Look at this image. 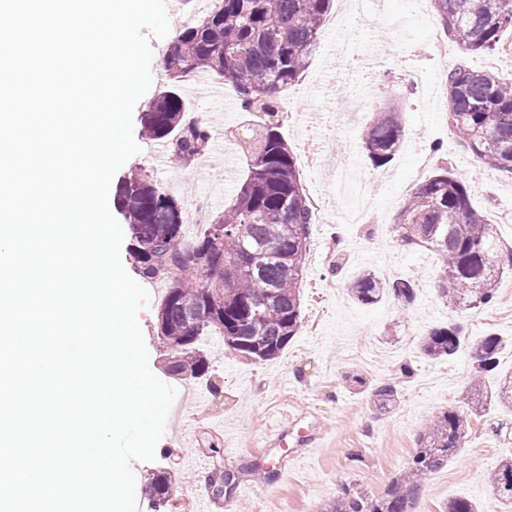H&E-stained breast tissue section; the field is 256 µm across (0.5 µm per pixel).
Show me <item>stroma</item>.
<instances>
[{"label": "stroma", "mask_w": 512, "mask_h": 512, "mask_svg": "<svg viewBox=\"0 0 512 512\" xmlns=\"http://www.w3.org/2000/svg\"><path fill=\"white\" fill-rule=\"evenodd\" d=\"M437 28L435 13H416L412 0H333L320 33V51L288 88L294 110L281 126L308 193L325 199L321 220L311 229L301 285L302 327L284 352L267 362L244 359L223 341L203 338L207 375L175 382L177 396L154 460L132 465L139 512H183L186 495L208 500L211 512H325L346 488L383 496L415 454L425 422L460 406L468 387V355L427 358L419 348L427 330L459 320L471 339L491 333L507 338L496 371L486 377L487 386L512 372V267L500 274L491 307L474 313L455 310L435 292L441 256L426 249L405 250L394 232L406 194L444 158L469 180L471 200L485 211L497 239L512 236V222L502 220L503 213L512 212V175L480 167L460 148L445 120L443 100L429 95L441 67L432 45ZM181 94L215 132L236 130L248 120L233 90L219 100L191 76L182 82ZM327 100L350 105V115L309 124L310 113L321 111ZM390 103L401 111L404 142L392 162L377 168L363 139L373 112ZM133 137L140 152L118 170L117 179L144 165L184 210L203 202L211 213L222 212L245 177L240 158L227 175L211 168L220 144L216 136L200 159L182 169L149 164L154 142L138 126ZM345 156L371 185L376 222L338 223L356 199L333 193L337 172L328 161ZM338 225L345 241L340 250L330 235ZM337 260L343 263L340 273L329 275ZM365 271L414 278V306L402 309L389 297L371 306L354 303L347 283ZM146 289L150 299L137 318L150 369L164 381L168 351L156 324L166 285L158 281ZM385 378L396 381L399 396L393 407L380 410L371 389ZM285 412L297 419L286 447H266L267 432ZM510 455L512 411L490 407L472 419L463 448L423 478L409 512H441L455 498L477 502L482 512H512V503L502 500L487 479L498 461ZM270 466L277 469L271 481L262 474ZM219 470L233 471L238 481L232 494L217 498L209 479ZM159 472L170 479L168 502L162 507L148 486Z\"/></svg>", "instance_id": "1"}]
</instances>
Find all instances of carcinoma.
Segmentation results:
<instances>
[{
    "mask_svg": "<svg viewBox=\"0 0 512 512\" xmlns=\"http://www.w3.org/2000/svg\"><path fill=\"white\" fill-rule=\"evenodd\" d=\"M219 6L180 28L164 55L167 83L141 114L149 140L164 141L187 166L206 152L212 132L192 117L180 93L188 76L206 72L238 96L240 111L257 115L241 143L247 174L237 192L192 242L183 236L181 203L138 167L117 186L114 205L127 221L135 269L161 279L166 297L157 334L170 351V377L206 375L201 338L214 333L224 346L251 360L277 358L302 325L301 291L310 248L313 211L292 150L280 132L279 92L298 81L314 51L331 0H218ZM448 39L463 53L500 49L512 31V0H431ZM448 126L459 145L481 163L512 174V82L460 62L448 69ZM399 113H374L364 149L374 165L392 161L401 147ZM224 234L216 235V225ZM395 231L402 246L441 255L439 296L456 310L491 305L498 290L502 254L493 225L470 199V186L448 161L419 183L400 206ZM351 298L373 305L391 297L407 307L416 299L412 278L362 273L348 284ZM504 340L490 334L472 342L460 321L431 328L420 343L424 355L448 358L468 351L470 390L466 410L441 412L421 432L407 471L384 496L351 495L327 512H408L418 481L442 467L464 445L471 416L488 402L512 409V375L490 393L484 377L496 366ZM386 408L398 398L396 381L372 388ZM499 495L512 500V457L488 475Z\"/></svg>",
    "mask_w": 512,
    "mask_h": 512,
    "instance_id": "obj_1",
    "label": "carcinoma"
}]
</instances>
